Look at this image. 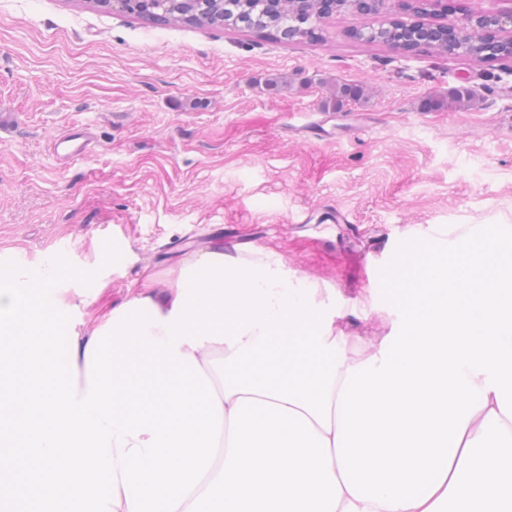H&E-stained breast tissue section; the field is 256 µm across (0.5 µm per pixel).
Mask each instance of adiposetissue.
Returning a JSON list of instances; mask_svg holds the SVG:
<instances>
[{
	"label": "adipose tissue",
	"mask_w": 512,
	"mask_h": 512,
	"mask_svg": "<svg viewBox=\"0 0 512 512\" xmlns=\"http://www.w3.org/2000/svg\"><path fill=\"white\" fill-rule=\"evenodd\" d=\"M385 336L338 367L330 426L222 399L216 458L176 512H512V225L436 228L391 272Z\"/></svg>",
	"instance_id": "1"
}]
</instances>
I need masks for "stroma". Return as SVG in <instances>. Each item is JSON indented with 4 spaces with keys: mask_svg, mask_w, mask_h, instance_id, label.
<instances>
[{
    "mask_svg": "<svg viewBox=\"0 0 512 512\" xmlns=\"http://www.w3.org/2000/svg\"><path fill=\"white\" fill-rule=\"evenodd\" d=\"M345 10L314 40L154 25L96 0H0V259L57 252L96 268L60 309L83 333L143 276L176 282L202 249L273 248L290 272L336 291L350 335H384L354 299L435 227L512 223V61L352 38L392 17ZM361 88L336 106L337 86ZM467 88L478 107L448 104ZM319 123L322 140L307 136ZM92 124L88 156L60 166V131ZM346 220L322 224L324 211ZM119 237L121 269L101 267Z\"/></svg>",
    "mask_w": 512,
    "mask_h": 512,
    "instance_id": "35a3bbf8",
    "label": "stroma"
}]
</instances>
